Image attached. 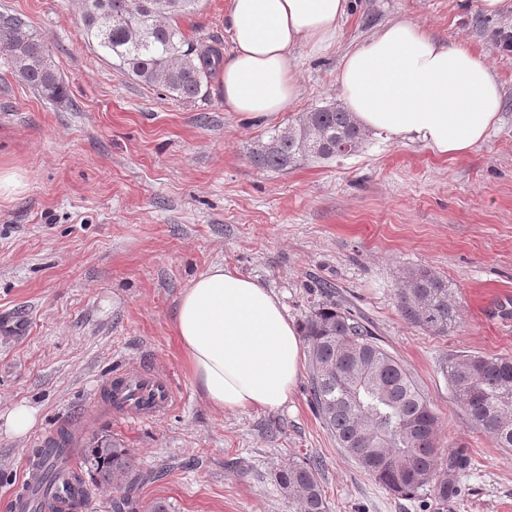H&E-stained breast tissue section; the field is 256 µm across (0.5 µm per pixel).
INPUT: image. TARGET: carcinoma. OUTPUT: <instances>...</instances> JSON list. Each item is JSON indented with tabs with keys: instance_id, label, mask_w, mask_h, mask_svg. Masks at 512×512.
Here are the masks:
<instances>
[{
	"instance_id": "cac0c4a2",
	"label": "carcinoma",
	"mask_w": 512,
	"mask_h": 512,
	"mask_svg": "<svg viewBox=\"0 0 512 512\" xmlns=\"http://www.w3.org/2000/svg\"><path fill=\"white\" fill-rule=\"evenodd\" d=\"M201 0H80V21L88 45L118 62L128 75L158 87L177 101L204 96L223 61L217 46L188 41L177 19L198 10ZM121 18L117 27L102 17ZM0 50L11 72L49 102L69 100L68 83L53 63L47 43L27 21L0 13ZM363 129L350 112L336 105L305 112L267 139L253 142L249 159L258 168L286 171L315 160H331L359 151ZM311 312L304 330L312 367L311 395L337 443L379 485L409 499L432 496L448 506L454 486L448 472L460 468L456 456L442 466L436 431L439 417L408 370L378 344L371 324L336 299V289L320 280L310 290ZM399 310L408 322L437 335L462 319L448 282L429 269L409 272L398 290ZM448 383L472 425L488 434L495 447L512 452V356L464 354L448 364ZM71 434L58 432L57 456L42 466L32 512H45L62 488L74 489L85 476L110 484L129 475V451L107 440L81 455L75 471L61 468ZM316 459L293 461L274 473L275 483L301 512H327Z\"/></svg>"
}]
</instances>
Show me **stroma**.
Here are the masks:
<instances>
[{"instance_id":"obj_1","label":"stroma","mask_w":512,"mask_h":512,"mask_svg":"<svg viewBox=\"0 0 512 512\" xmlns=\"http://www.w3.org/2000/svg\"><path fill=\"white\" fill-rule=\"evenodd\" d=\"M46 40L71 101L37 98L0 52V168L27 188L0 199V512L41 441L65 428L79 444L110 435L129 448L138 482L95 488L93 512L130 493L171 512H300L274 471L320 460L328 512H422L393 495L336 444L303 367L276 410L222 412L188 376L171 324L183 288L223 265L273 291L304 324L308 289L326 280L367 318L439 415L437 441L461 455L447 512H512V456L474 428L448 383L464 354L512 355V9L486 16L457 0H353L335 42L294 53L299 97L278 119L248 122L224 104L219 78L205 98L171 99L84 40L79 0H0ZM414 22L484 56L502 85L498 129L464 157L367 132L354 155L285 173L254 167L252 143L292 119L341 104L347 51L380 27ZM178 25L198 45L230 49L227 0H201ZM418 268L451 287L462 321L444 335L401 315L396 290ZM152 370L178 401L140 421L92 407L93 391ZM35 412L26 434L9 411ZM34 412L24 405L15 406L6 417V426L16 435L27 433L34 425Z\"/></svg>"}]
</instances>
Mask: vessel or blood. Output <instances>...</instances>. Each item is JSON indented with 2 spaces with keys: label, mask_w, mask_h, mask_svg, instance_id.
Wrapping results in <instances>:
<instances>
[{
  "label": "vessel or blood",
  "mask_w": 512,
  "mask_h": 512,
  "mask_svg": "<svg viewBox=\"0 0 512 512\" xmlns=\"http://www.w3.org/2000/svg\"><path fill=\"white\" fill-rule=\"evenodd\" d=\"M124 393L126 398L119 404L118 409L137 419L159 417L165 414L175 401V393L168 380L153 372L126 377ZM34 481L33 466H25L22 483L11 500L12 512H28V493Z\"/></svg>",
  "instance_id": "obj_1"
}]
</instances>
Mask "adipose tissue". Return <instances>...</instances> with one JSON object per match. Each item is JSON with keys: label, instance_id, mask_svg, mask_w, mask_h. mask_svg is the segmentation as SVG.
I'll list each match as a JSON object with an SVG mask.
<instances>
[{"label": "adipose tissue", "instance_id": "1", "mask_svg": "<svg viewBox=\"0 0 512 512\" xmlns=\"http://www.w3.org/2000/svg\"><path fill=\"white\" fill-rule=\"evenodd\" d=\"M350 0H228L231 49L218 72L225 105L250 119L288 111L292 53L334 44ZM343 104L361 127L464 156L497 126L501 85L484 57L419 25L388 24L341 60ZM172 322L189 376L226 412L274 410L302 369L299 331L278 297L215 265L181 291Z\"/></svg>", "mask_w": 512, "mask_h": 512}]
</instances>
